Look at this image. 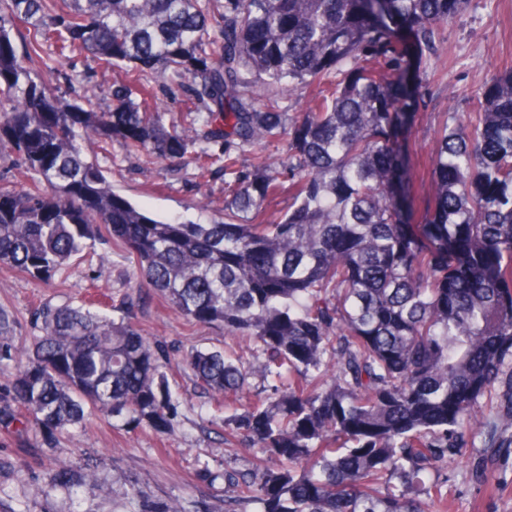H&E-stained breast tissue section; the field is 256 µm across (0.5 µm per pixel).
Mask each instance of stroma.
Listing matches in <instances>:
<instances>
[{
  "label": "stroma",
  "mask_w": 512,
  "mask_h": 512,
  "mask_svg": "<svg viewBox=\"0 0 512 512\" xmlns=\"http://www.w3.org/2000/svg\"><path fill=\"white\" fill-rule=\"evenodd\" d=\"M437 53L424 60L419 80L422 95L400 142L405 150L415 188L412 221L423 220L429 201L427 159L440 137L448 112H469L465 96L480 88L486 74L512 68V0H470L467 11L442 25ZM32 75L57 86L62 101L79 103L85 90L95 89L97 108L112 103V86L124 81L120 70L103 71L81 57L59 60L46 71L41 60L30 64ZM155 99L165 124L195 127L192 85H158ZM197 142L183 159L170 162L129 150L123 142H81L87 160L104 169L116 192L160 220L178 219L212 224L224 219V170L219 159L236 152L243 164L253 155L285 158L287 139L246 149L210 139L207 128L195 127ZM208 154L213 163L201 170L198 158ZM95 249L99 261L71 260L47 281L31 278L0 265V310L11 323L15 345L40 335L36 308L80 302L88 293L114 297L136 296L135 267L118 241L105 236ZM134 322L160 354L178 361L194 348H223L219 325L191 323L151 294L136 309ZM178 404L174 427L165 433L149 426L111 425L87 413L86 425L47 436L19 423L0 422V512H140L143 503L178 499L183 512H197L207 503L210 512H224V424L208 409L191 372L169 374ZM495 439L480 436L469 441L448 463V512H512V447H498ZM57 460L80 470L92 468L98 487L72 497L67 488L37 494L45 478L43 465Z\"/></svg>",
  "instance_id": "35a3bbf8"
}]
</instances>
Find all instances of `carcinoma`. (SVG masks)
Listing matches in <instances>:
<instances>
[{"mask_svg":"<svg viewBox=\"0 0 512 512\" xmlns=\"http://www.w3.org/2000/svg\"><path fill=\"white\" fill-rule=\"evenodd\" d=\"M468 0H0V148L33 184L0 186V264L51 278L120 241L137 277L187 319L246 340L245 355L192 349L181 360L224 416V454L254 455L256 477L224 471V512H428L448 503V458L479 434V399L512 388V69L490 73L464 119L448 113L430 152L432 204L410 224L396 147L420 94L408 71ZM223 25L208 50L215 13ZM136 76L112 108L62 101L26 61L45 49ZM194 82L213 137L288 135V162L224 153V221L156 220L112 188L80 138L176 161L194 128L165 126L157 84ZM298 93L291 116L262 88ZM288 174V184L280 180ZM292 204L267 224L262 206ZM70 303L37 309L44 334L13 348L3 418L50 434L85 410L171 429L161 355L131 322ZM60 465L38 490H94Z\"/></svg>","mask_w":512,"mask_h":512,"instance_id":"carcinoma-1","label":"carcinoma"}]
</instances>
